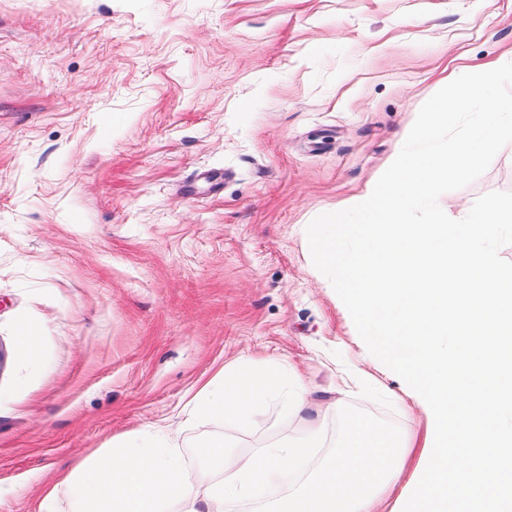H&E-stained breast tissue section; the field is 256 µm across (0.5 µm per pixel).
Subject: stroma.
Wrapping results in <instances>:
<instances>
[{"label":"stroma","mask_w":512,"mask_h":512,"mask_svg":"<svg viewBox=\"0 0 512 512\" xmlns=\"http://www.w3.org/2000/svg\"><path fill=\"white\" fill-rule=\"evenodd\" d=\"M512 48V0H0V512H35L64 470L178 423L194 482L214 437L250 453L306 420H189L241 361L363 416L404 448L418 393L358 335L306 228L384 171L450 74ZM512 191V143L439 204ZM42 329V356L18 347ZM39 331L38 328L22 322L18 329V340L22 348L28 353L32 362H37L39 358L38 346Z\"/></svg>","instance_id":"stroma-1"}]
</instances>
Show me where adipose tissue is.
<instances>
[{"instance_id": "adipose-tissue-1", "label": "adipose tissue", "mask_w": 512, "mask_h": 512, "mask_svg": "<svg viewBox=\"0 0 512 512\" xmlns=\"http://www.w3.org/2000/svg\"><path fill=\"white\" fill-rule=\"evenodd\" d=\"M282 394L297 416L341 405L315 398L304 385L289 386L279 364L244 361L202 385L187 404L188 415L248 421L269 398ZM179 435L175 425H148L113 441L111 449L77 463L44 490L36 512H57L61 493L69 512H169L174 506L179 512H225L229 502L240 499L267 501L270 512H383L377 488L402 463L381 427L354 417L334 458L316 470L311 463L322 438L317 430L248 455L211 439L206 459L225 479L203 488L185 468Z\"/></svg>"}]
</instances>
